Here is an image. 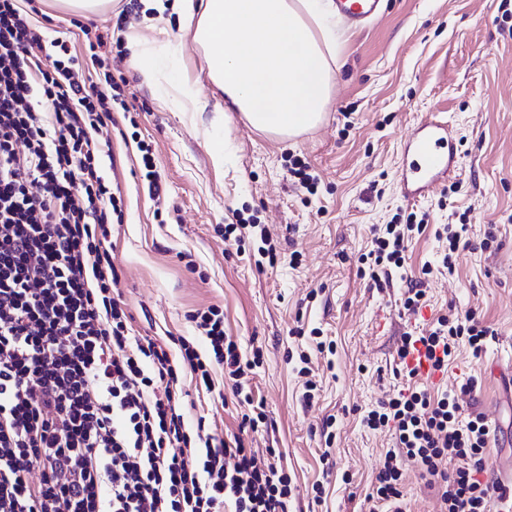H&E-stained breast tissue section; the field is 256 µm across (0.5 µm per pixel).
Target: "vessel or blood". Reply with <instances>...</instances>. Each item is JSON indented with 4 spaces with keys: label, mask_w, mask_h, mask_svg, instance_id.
Segmentation results:
<instances>
[{
    "label": "vessel or blood",
    "mask_w": 512,
    "mask_h": 512,
    "mask_svg": "<svg viewBox=\"0 0 512 512\" xmlns=\"http://www.w3.org/2000/svg\"><path fill=\"white\" fill-rule=\"evenodd\" d=\"M383 0H336L338 13L360 21L376 18ZM409 150L410 165L402 167L399 178L408 193L429 190L434 182L446 177L449 169L457 167L460 155L448 133V126L436 119L424 121L414 134Z\"/></svg>",
    "instance_id": "obj_1"
}]
</instances>
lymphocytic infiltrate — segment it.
Returning a JSON list of instances; mask_svg holds the SVG:
<instances>
[{"label":"lymphocytic infiltrate","mask_w":512,"mask_h":512,"mask_svg":"<svg viewBox=\"0 0 512 512\" xmlns=\"http://www.w3.org/2000/svg\"><path fill=\"white\" fill-rule=\"evenodd\" d=\"M17 0H0V512H287L291 479L242 436L190 431L176 398L180 365L207 391L223 366L242 424L266 420L245 389L255 367L224 332L218 307L194 315L209 347L135 335L114 292L112 215L119 206L93 137L121 87L86 84L66 40H45ZM45 59L33 68L26 49ZM427 228L415 214L371 228L361 276L380 284L403 268L407 245ZM494 336L474 314L439 317L404 334L399 357L422 345L433 370L456 344L481 357ZM407 370L406 384L368 411L391 432L366 498L367 512H402L403 465L438 490L440 512H500L505 486L482 481L492 431L461 404L472 383L434 394Z\"/></svg>","instance_id":"lymphocytic-infiltrate-1"}]
</instances>
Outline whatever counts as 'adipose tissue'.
Here are the masks:
<instances>
[{
  "label": "adipose tissue",
  "instance_id": "1",
  "mask_svg": "<svg viewBox=\"0 0 512 512\" xmlns=\"http://www.w3.org/2000/svg\"><path fill=\"white\" fill-rule=\"evenodd\" d=\"M147 8L178 14L229 111L253 128L292 137L322 122L336 57L334 0H149ZM130 44L159 102L180 112L207 111L177 49H170L166 66L142 41Z\"/></svg>",
  "mask_w": 512,
  "mask_h": 512
}]
</instances>
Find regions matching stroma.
Here are the masks:
<instances>
[{
	"label": "stroma",
	"instance_id": "1",
	"mask_svg": "<svg viewBox=\"0 0 512 512\" xmlns=\"http://www.w3.org/2000/svg\"><path fill=\"white\" fill-rule=\"evenodd\" d=\"M143 0H114L111 13L74 25L49 0H30L27 12L45 39L67 40L85 61L84 76L122 79L125 108L102 127L103 173L120 200L123 220L112 226V255L121 299L137 334L185 338L198 353L207 343L190 316L219 307L224 330L242 352H260L249 386L267 415L248 435L260 456H272L296 489L288 512H363L375 474L393 440L361 419L406 379L397 357L405 332L423 328L449 308L472 312L495 337L481 358L459 347L448 370L428 379L434 390L473 378L467 396L495 436L487 455L512 458V396L492 373L512 362V0H385L380 16L353 29L337 20L331 103L323 121L292 138L252 128L224 111V94L210 82L191 37L179 52L209 102L205 112L160 106L131 62L127 40H152ZM107 41L104 63L91 61L88 33ZM447 122L460 166L429 194L409 201L399 183L402 147L426 118ZM220 139L223 163L209 145ZM152 151L162 179L153 198L140 176L141 145ZM300 159L318 180L307 196L290 173ZM427 214L430 228L407 250L404 272L373 288L357 272L369 229L397 212ZM468 224L470 245L453 276L423 281L424 313L405 315L402 298L422 267L442 249L437 224ZM265 227L282 255L258 266L257 253L225 242L228 224ZM496 241L483 248L487 228ZM300 252L298 266L286 258ZM303 327L304 336L293 335ZM336 344L317 353L314 329ZM310 354L319 389L306 405L301 354ZM215 392L181 381L189 428L204 424L218 438L238 434L242 408L220 398L224 371L214 368ZM322 483V501L312 486Z\"/></svg>",
	"mask_w": 512,
	"mask_h": 512
}]
</instances>
